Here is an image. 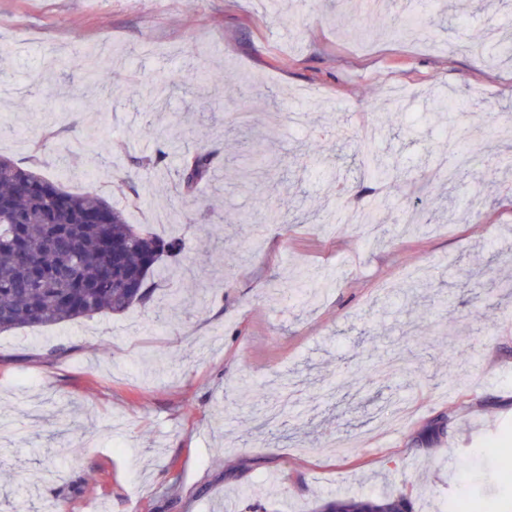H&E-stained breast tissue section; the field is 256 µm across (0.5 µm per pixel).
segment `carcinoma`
Wrapping results in <instances>:
<instances>
[{
	"instance_id": "carcinoma-1",
	"label": "carcinoma",
	"mask_w": 512,
	"mask_h": 512,
	"mask_svg": "<svg viewBox=\"0 0 512 512\" xmlns=\"http://www.w3.org/2000/svg\"><path fill=\"white\" fill-rule=\"evenodd\" d=\"M213 158L196 148L181 171L186 193L209 179ZM369 177L389 184V166L376 159ZM0 332L60 323L148 303L164 257L178 259L181 238H162L126 222L92 192L71 193L33 168L0 157ZM314 512H414L404 490L384 496H336Z\"/></svg>"
}]
</instances>
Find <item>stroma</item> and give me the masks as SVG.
Listing matches in <instances>:
<instances>
[{"label": "stroma", "instance_id": "1", "mask_svg": "<svg viewBox=\"0 0 512 512\" xmlns=\"http://www.w3.org/2000/svg\"><path fill=\"white\" fill-rule=\"evenodd\" d=\"M386 3L364 20L348 0H0V155L186 242L148 304L0 333V512H313L398 488L436 512L466 496L450 458L512 447V139L494 136L512 62L477 52L489 26L512 35V0H430L420 46L397 35L416 0ZM250 81L279 125L262 99L233 122ZM446 91L460 111H436ZM368 121L397 174L379 240L345 221L380 191ZM186 129L216 167L189 194ZM465 135L485 147L450 185L439 160ZM270 208L287 226L256 229ZM441 414L446 436L415 445Z\"/></svg>", "mask_w": 512, "mask_h": 512}]
</instances>
